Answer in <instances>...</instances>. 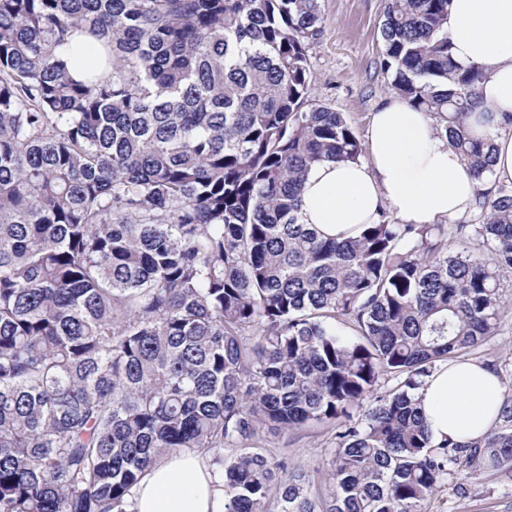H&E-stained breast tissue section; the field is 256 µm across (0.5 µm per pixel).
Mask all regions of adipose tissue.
Returning <instances> with one entry per match:
<instances>
[{
	"label": "adipose tissue",
	"mask_w": 512,
	"mask_h": 512,
	"mask_svg": "<svg viewBox=\"0 0 512 512\" xmlns=\"http://www.w3.org/2000/svg\"><path fill=\"white\" fill-rule=\"evenodd\" d=\"M448 38L455 59L477 66L483 102L480 130L494 146L491 178L512 183V134L499 130L512 113V0H450ZM360 162L315 164L301 194L302 223L327 237L357 236L382 209L407 224H433L476 209L477 181L434 121L398 96L373 112ZM434 441L483 437L503 401L499 376L484 362L439 363L420 390ZM129 512H224V484L193 449L161 457L132 490Z\"/></svg>",
	"instance_id": "obj_1"
}]
</instances>
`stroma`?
Wrapping results in <instances>:
<instances>
[{"label":"stroma","instance_id":"1","mask_svg":"<svg viewBox=\"0 0 512 512\" xmlns=\"http://www.w3.org/2000/svg\"><path fill=\"white\" fill-rule=\"evenodd\" d=\"M383 0H322L324 31L308 55L311 96L342 112L359 136H366L371 112L391 96V77L380 68ZM495 364L512 381V313L495 336L471 352ZM334 430L315 424L292 433L264 432L267 452L305 470L322 464L334 446ZM425 512H512V478L486 469L469 497L444 488L424 505Z\"/></svg>","mask_w":512,"mask_h":512}]
</instances>
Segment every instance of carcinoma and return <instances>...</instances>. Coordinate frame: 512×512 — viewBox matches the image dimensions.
I'll list each match as a JSON object with an SVG mask.
<instances>
[{"label": "carcinoma", "mask_w": 512, "mask_h": 512, "mask_svg": "<svg viewBox=\"0 0 512 512\" xmlns=\"http://www.w3.org/2000/svg\"><path fill=\"white\" fill-rule=\"evenodd\" d=\"M449 2L384 0L380 67L480 212L384 209L338 241L299 222L310 168L365 154L310 97L321 0H0V512H127L184 448L225 512H424L512 473L511 383L476 441L434 443L416 398L495 334L512 274V185L485 186L483 75L453 59ZM80 35L106 74L72 78ZM314 422L335 428L314 475L256 443Z\"/></svg>", "instance_id": "cac0c4a2"}]
</instances>
